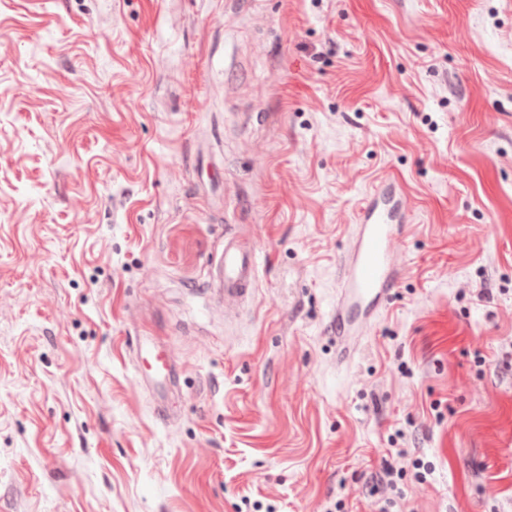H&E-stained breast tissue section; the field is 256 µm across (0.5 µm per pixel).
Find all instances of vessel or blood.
I'll use <instances>...</instances> for the list:
<instances>
[{
  "mask_svg": "<svg viewBox=\"0 0 512 512\" xmlns=\"http://www.w3.org/2000/svg\"><path fill=\"white\" fill-rule=\"evenodd\" d=\"M404 209L396 193L388 187L376 188L358 215V246L345 277L349 304L336 316L337 327H346L356 316L376 308L395 283L391 242ZM255 252L233 236L224 238V258L215 269L212 293L225 306L237 307L250 299L257 285ZM137 365L147 382L157 385L173 379L175 367L162 345L147 337L136 346Z\"/></svg>",
  "mask_w": 512,
  "mask_h": 512,
  "instance_id": "b4317fda",
  "label": "vessel or blood"
}]
</instances>
